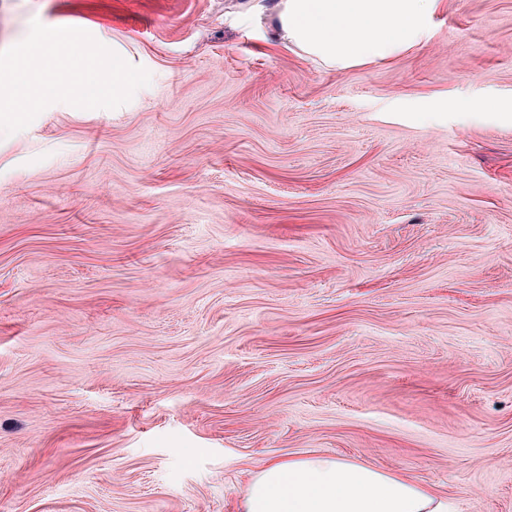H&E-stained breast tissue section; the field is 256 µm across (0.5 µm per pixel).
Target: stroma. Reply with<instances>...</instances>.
<instances>
[{"label": "stroma", "instance_id": "obj_1", "mask_svg": "<svg viewBox=\"0 0 512 512\" xmlns=\"http://www.w3.org/2000/svg\"><path fill=\"white\" fill-rule=\"evenodd\" d=\"M278 0H0L149 85L0 133V512H238L338 456L512 512V0L330 67Z\"/></svg>", "mask_w": 512, "mask_h": 512}]
</instances>
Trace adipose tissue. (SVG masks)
<instances>
[{"label":"adipose tissue","mask_w":512,"mask_h":512,"mask_svg":"<svg viewBox=\"0 0 512 512\" xmlns=\"http://www.w3.org/2000/svg\"><path fill=\"white\" fill-rule=\"evenodd\" d=\"M439 0H279L285 46L343 69L426 42ZM239 512H451L433 486L331 456L273 458L251 472Z\"/></svg>","instance_id":"ef3b65f1"}]
</instances>
